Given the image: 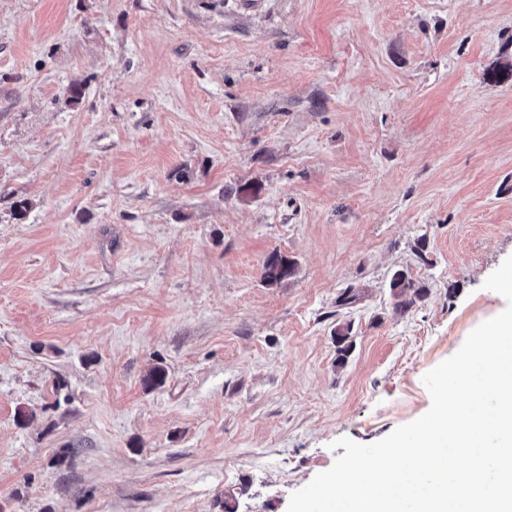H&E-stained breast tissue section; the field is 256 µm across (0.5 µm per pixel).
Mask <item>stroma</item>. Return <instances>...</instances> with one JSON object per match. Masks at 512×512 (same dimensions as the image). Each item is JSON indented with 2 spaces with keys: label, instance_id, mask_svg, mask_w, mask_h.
Here are the masks:
<instances>
[{
  "label": "stroma",
  "instance_id": "obj_1",
  "mask_svg": "<svg viewBox=\"0 0 512 512\" xmlns=\"http://www.w3.org/2000/svg\"><path fill=\"white\" fill-rule=\"evenodd\" d=\"M511 255L512 0H0V512H287ZM393 297L396 299L394 309L405 314L412 310L425 297V289L403 271H396L390 281Z\"/></svg>",
  "mask_w": 512,
  "mask_h": 512
}]
</instances>
